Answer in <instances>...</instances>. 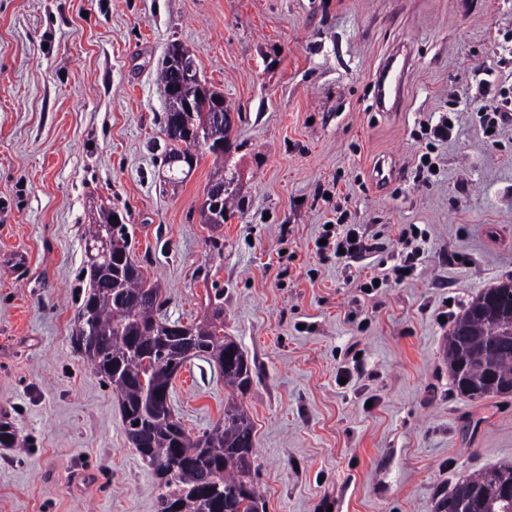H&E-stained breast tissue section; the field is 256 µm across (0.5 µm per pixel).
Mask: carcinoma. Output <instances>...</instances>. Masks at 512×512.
Returning <instances> with one entry per match:
<instances>
[{
    "mask_svg": "<svg viewBox=\"0 0 512 512\" xmlns=\"http://www.w3.org/2000/svg\"><path fill=\"white\" fill-rule=\"evenodd\" d=\"M195 66L193 58L174 43L160 70L165 94L164 159L191 154L186 168L167 167L166 181H186L198 163L196 152L224 158L230 124H213L224 108V95L207 87L193 71L191 83L180 86V64ZM231 181L217 168L205 190L201 214L218 227L227 218ZM224 186V196L213 192ZM101 209L99 222L85 233L88 290L80 294L73 343L94 372L121 399L125 432L157 480L158 512H259L254 486V426L244 409L231 401L224 421L201 435L186 432L170 406L173 377L186 362L204 360L219 368L224 385L243 393L251 383V368L238 344L224 335V302L215 293L209 315L185 325L164 317L167 298L144 277L135 260L129 225ZM124 255L123 265L113 256ZM170 326L194 337L192 348L178 354L164 351L161 337ZM448 373L458 394L470 402L512 395V277L481 291L456 314L444 346ZM18 444L13 423L0 417V447ZM512 481V462L482 469L459 479L436 512H445L453 499L458 512H512V496L501 487Z\"/></svg>",
    "mask_w": 512,
    "mask_h": 512,
    "instance_id": "1",
    "label": "carcinoma"
}]
</instances>
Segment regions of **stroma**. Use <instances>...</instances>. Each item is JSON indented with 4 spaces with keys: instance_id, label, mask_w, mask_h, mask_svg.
Instances as JSON below:
<instances>
[{
    "instance_id": "1",
    "label": "stroma",
    "mask_w": 512,
    "mask_h": 512,
    "mask_svg": "<svg viewBox=\"0 0 512 512\" xmlns=\"http://www.w3.org/2000/svg\"><path fill=\"white\" fill-rule=\"evenodd\" d=\"M173 43L233 118L223 163L200 155L176 186L157 77ZM399 47L405 93L383 112L372 77ZM495 65L511 87L512 0H0V415L19 439L0 447V512H156L121 403L71 340L103 207L132 225L170 320L222 292L252 382L233 396L194 359L171 403L197 434L236 399L264 512H434L460 476L512 461V396L458 395L440 320L512 277V121L492 143L477 112ZM452 111V138L426 146ZM379 162L396 170L380 188ZM219 167L236 198L215 230L201 206ZM340 210L383 251L317 255ZM403 224L430 235L417 276L360 292Z\"/></svg>"
}]
</instances>
